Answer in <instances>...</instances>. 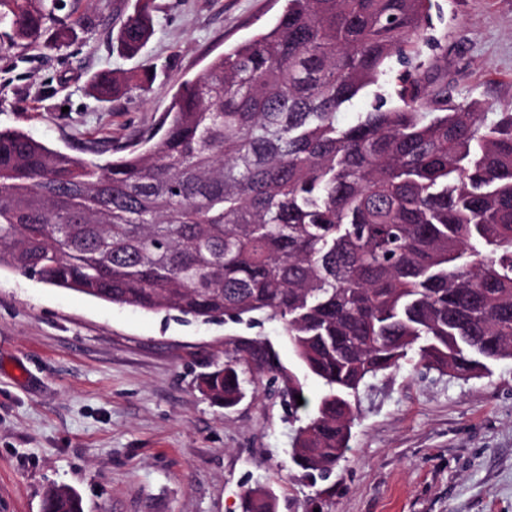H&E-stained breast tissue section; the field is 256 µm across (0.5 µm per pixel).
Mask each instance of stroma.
Listing matches in <instances>:
<instances>
[{
    "instance_id": "stroma-1",
    "label": "stroma",
    "mask_w": 512,
    "mask_h": 512,
    "mask_svg": "<svg viewBox=\"0 0 512 512\" xmlns=\"http://www.w3.org/2000/svg\"><path fill=\"white\" fill-rule=\"evenodd\" d=\"M135 4L81 0L67 47L0 53V129L76 156L90 144L131 145L179 85L283 9V0H155V33L132 58L107 30L81 23ZM431 19L437 85L511 108L512 0H433ZM104 70L131 78L109 102L90 92ZM254 341L301 375L278 321L180 323L1 269L0 512H41L51 486L75 490L84 512H240L258 486L275 512H512V360L463 379L412 353L369 378L348 450L313 484L290 454L320 382L303 377L307 404L296 411L255 360L231 409L199 387L214 363Z\"/></svg>"
}]
</instances>
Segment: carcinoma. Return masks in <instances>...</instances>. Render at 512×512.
Returning a JSON list of instances; mask_svg holds the SVG:
<instances>
[{
    "instance_id": "1",
    "label": "carcinoma",
    "mask_w": 512,
    "mask_h": 512,
    "mask_svg": "<svg viewBox=\"0 0 512 512\" xmlns=\"http://www.w3.org/2000/svg\"><path fill=\"white\" fill-rule=\"evenodd\" d=\"M64 0H0V51L60 50ZM154 0L119 27L136 54ZM431 0H285L275 25L181 85L141 149L104 162L0 129V267L196 321L281 323L324 387L292 462L327 478L351 398L409 352L470 378L512 360V112L436 88ZM402 71L387 90L393 63ZM376 88L357 119L337 113ZM120 92L110 71L92 85ZM244 355L203 381L228 408ZM288 403L302 384L266 354ZM241 512H273L262 488ZM42 512H83L66 488Z\"/></svg>"
}]
</instances>
